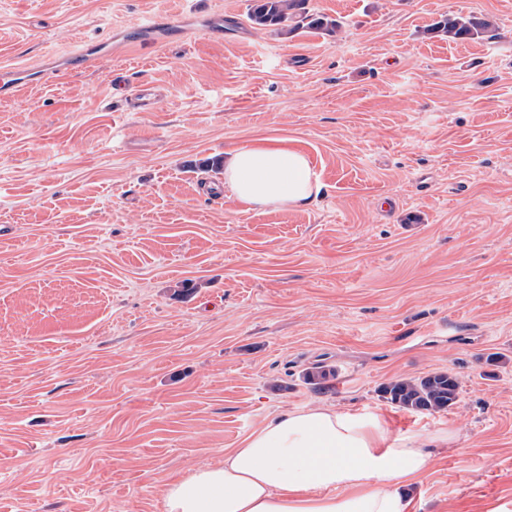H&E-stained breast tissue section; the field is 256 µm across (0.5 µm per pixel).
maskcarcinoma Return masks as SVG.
Listing matches in <instances>:
<instances>
[{"mask_svg":"<svg viewBox=\"0 0 512 512\" xmlns=\"http://www.w3.org/2000/svg\"><path fill=\"white\" fill-rule=\"evenodd\" d=\"M306 0H254L248 19L257 26L288 27L303 9ZM490 22L474 15L449 18L444 33L453 40L471 39L484 33ZM391 403L411 411L439 412L454 405L459 393L458 379L449 373H435L423 378H401L383 388Z\"/></svg>","mask_w":512,"mask_h":512,"instance_id":"cac0c4a2","label":"carcinoma"}]
</instances>
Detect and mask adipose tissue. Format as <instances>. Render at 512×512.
Returning <instances> with one entry per match:
<instances>
[{
	"label": "adipose tissue",
	"mask_w": 512,
	"mask_h": 512,
	"mask_svg": "<svg viewBox=\"0 0 512 512\" xmlns=\"http://www.w3.org/2000/svg\"><path fill=\"white\" fill-rule=\"evenodd\" d=\"M227 199L256 209L308 206L320 191L308 155L288 138L228 151ZM430 466L422 438L395 435L376 412L308 406L226 449L223 462L168 484L165 512H406Z\"/></svg>",
	"instance_id": "1"
}]
</instances>
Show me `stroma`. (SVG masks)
Segmentation results:
<instances>
[{"label":"stroma","mask_w":512,"mask_h":512,"mask_svg":"<svg viewBox=\"0 0 512 512\" xmlns=\"http://www.w3.org/2000/svg\"><path fill=\"white\" fill-rule=\"evenodd\" d=\"M251 5L0 0V62L50 74L0 98V512H165L316 403L435 436L406 512H512V0H307L335 33ZM144 15L170 36L132 39ZM459 15L491 29L448 40ZM265 136L315 202L217 191L211 159ZM436 372L447 410L382 392Z\"/></svg>","instance_id":"35a3bbf8"}]
</instances>
